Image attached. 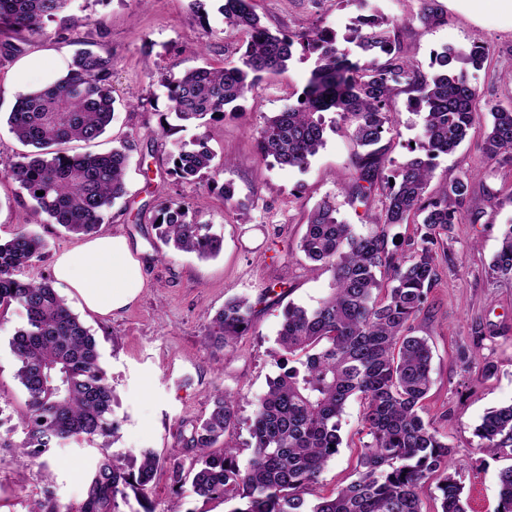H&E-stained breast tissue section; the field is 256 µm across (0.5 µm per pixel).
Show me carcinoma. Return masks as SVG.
Wrapping results in <instances>:
<instances>
[{
	"instance_id": "cac0c4a2",
	"label": "carcinoma",
	"mask_w": 512,
	"mask_h": 512,
	"mask_svg": "<svg viewBox=\"0 0 512 512\" xmlns=\"http://www.w3.org/2000/svg\"><path fill=\"white\" fill-rule=\"evenodd\" d=\"M69 0H0V53L19 51L16 42L44 34V24L61 18ZM418 20L448 23L442 0H419ZM219 12L226 27L240 35L237 60L206 65L166 78L169 114L181 122L217 121L238 110L255 82L284 71L296 49L315 56L302 90L304 100L268 117L256 138L259 154L282 168L305 169L325 145V112H333L352 130L364 152L352 160L351 201L369 203L382 186V208L374 229L354 232L337 218L335 202L324 199L309 214L297 250L312 270L331 273L330 293L312 308L294 304L283 311L277 334L279 375L254 402L250 418V457L238 464L237 449L213 453L224 434L238 428L237 398L216 389L210 408L191 424L187 440L197 456L192 468L194 492L233 504L229 512H426L423 489L440 492V512H466L454 448L426 420L425 401L433 385V351L414 322L425 310L438 281L436 249L441 236L466 218L478 223L498 191H475L478 174L464 171L428 192L433 160L454 153L467 139L478 112V93L468 69L480 70L494 48L487 42L444 44L431 52L423 71L400 44L399 26L383 15L359 14L346 38L367 53L353 61L338 47L335 30L315 26L306 32L267 28L254 0H223ZM112 60L92 49L75 53L57 83L16 97L7 117L10 132L35 151L17 156L3 173L33 202V212L75 235H89L104 222L112 204L125 196V170L135 141L105 153L68 154L62 146L99 138L112 120ZM405 81L409 106L423 115L415 147L390 176L383 175L385 146L393 132L389 104ZM491 122L477 143L486 162L512 161V105L486 104ZM201 133L191 146L170 155V176L197 185L217 174L216 154ZM42 191L44 195L37 196ZM158 239L178 252L217 256L223 239L210 233L182 202L157 213ZM414 223L413 236L401 241L402 225ZM41 236L19 225L0 242V308L26 312V323L11 337L17 362L15 379L27 394L18 414L24 438L16 443L9 428L0 448H19L41 456L68 442L101 440L102 458L86 500L78 512H103L128 492L146 497L159 467L152 451L123 458L108 452L118 428L113 393L95 336L67 305L52 281H21L16 272L40 260ZM492 270L512 279V225L492 261ZM254 305L231 297L213 318L208 343L235 351L252 331ZM364 399L356 478L313 501L318 485L341 448V419L348 400ZM478 451L490 457L512 452V404L488 412L476 429ZM497 507L512 512V466L499 473Z\"/></svg>"
}]
</instances>
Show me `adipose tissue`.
<instances>
[{"label":"adipose tissue","mask_w":512,"mask_h":512,"mask_svg":"<svg viewBox=\"0 0 512 512\" xmlns=\"http://www.w3.org/2000/svg\"><path fill=\"white\" fill-rule=\"evenodd\" d=\"M65 61V55L56 49L35 50L15 65L17 87L24 90L53 82L65 74ZM53 275L62 294L78 299L101 317L126 308L145 286L139 259L127 240L115 235H102L60 253Z\"/></svg>","instance_id":"1"}]
</instances>
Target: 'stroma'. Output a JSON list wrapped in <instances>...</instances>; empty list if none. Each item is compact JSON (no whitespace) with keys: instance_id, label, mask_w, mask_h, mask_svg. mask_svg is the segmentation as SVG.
<instances>
[{"instance_id":"stroma-1","label":"stroma","mask_w":512,"mask_h":512,"mask_svg":"<svg viewBox=\"0 0 512 512\" xmlns=\"http://www.w3.org/2000/svg\"><path fill=\"white\" fill-rule=\"evenodd\" d=\"M371 5L399 25L404 49L423 68L441 45L493 44L494 59L472 72L471 79L481 101L512 102V81L501 75L499 66L512 53L511 29L476 23L453 8L447 25L428 27L415 19L419 0H371ZM256 6L270 29L300 31L320 20L341 35L358 13L356 6L339 0H256ZM207 10L202 23L190 0H72L70 13L85 17V24L64 32L59 22L47 23L44 36L21 47L25 55L48 46L70 55L87 46L109 54L112 122L100 138L71 142L68 149L106 152L126 137L137 143L126 170L127 193L114 202L96 232L127 239L143 265L146 286L135 302L112 317L79 313L98 342L115 397L119 429L111 453L148 448L164 462L146 499L128 497L121 512H169L176 504L183 512H226L222 500L198 497L190 482L173 486L167 462L187 467L194 459L180 434L182 426L208 412L209 396L218 387L235 393L240 417L250 418L254 401L279 373L273 354L285 306L313 307L328 293L330 273L310 270L296 249L309 211L324 198L334 199L339 219L364 235L373 228L372 213L381 208L378 190L366 207L349 199L351 160L358 147L347 130L327 132L324 147L302 171L280 168L258 153V129L266 118L295 103L314 66L313 58L299 52L286 72L258 82L235 114L208 126L212 149L231 160L215 182L180 185L169 176V156L177 142L191 140L198 130L188 125L172 137L158 138V115L168 107L166 77L208 63L223 65L238 45L214 0ZM389 109L394 133L385 169L390 172L408 155L421 118L408 109L403 92L393 96ZM488 120L487 112H478L466 142L438 158L433 180L440 183L476 169L480 182L499 190V200L479 223L453 225L443 238L437 248L438 281L415 324L417 335L427 337L433 350L434 386L426 417L455 450L468 512H495L499 472L512 466L510 454H479L475 432L487 411L512 402V281L496 278L490 268L502 233L512 224V167L483 163L476 145ZM225 183L233 185L234 201L221 195ZM170 199L189 204L222 237L217 257L162 253L151 219L158 205ZM238 199L248 202L246 214L236 210ZM21 224L31 225L46 242L42 261L22 271L25 279L51 275L56 254L80 241L60 225L37 222L30 200L16 183L0 176V240L10 239ZM234 295L249 297L256 315L252 332L227 355L206 344L204 332ZM25 322L23 308L0 309V407L14 416L24 409L26 393L14 377L9 339ZM463 350L489 358L494 374L464 364L459 357ZM363 410L361 397L352 396L343 415V445L327 464L314 496L329 495L353 480L363 443ZM100 457L99 449L84 442L56 448L44 461L0 448V512H29L32 502L46 499L79 507Z\"/></svg>"}]
</instances>
